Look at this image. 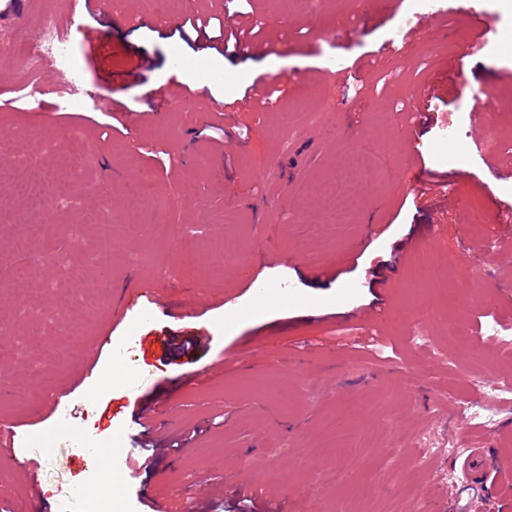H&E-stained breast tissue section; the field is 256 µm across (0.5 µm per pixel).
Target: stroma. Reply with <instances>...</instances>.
<instances>
[{"instance_id": "1", "label": "stroma", "mask_w": 512, "mask_h": 512, "mask_svg": "<svg viewBox=\"0 0 512 512\" xmlns=\"http://www.w3.org/2000/svg\"><path fill=\"white\" fill-rule=\"evenodd\" d=\"M198 12L255 27L263 49L210 46L186 23ZM480 17L512 32V0H465L439 21L415 0L397 13L391 0H194L165 14L146 0H6L0 87L29 80L8 53L17 37L53 24L72 29L83 92L47 68L37 108L0 98V424L14 431L0 508L181 512L191 493L196 512H471L465 426L498 462L491 512H512V392L499 385L512 359L484 327L512 326V224L495 221L512 193L487 166L512 157V55L492 41L463 55ZM410 28L409 50L386 55ZM277 78L268 108L245 104ZM421 90L425 124L411 110ZM456 119L461 140L443 144ZM445 150L467 165L439 164ZM418 169L446 177L447 196L417 194ZM144 182L164 213L142 205ZM329 186L361 196L346 223L330 220ZM216 239L240 252L236 270L209 259ZM426 261L447 277L417 296ZM101 276L112 290L97 297ZM452 321L472 339L449 338ZM156 403L165 437L200 434L156 448L149 472L134 414ZM329 418L354 439L347 456L333 455ZM32 453L33 471L18 462ZM104 467L123 479L117 499L97 482Z\"/></svg>"}]
</instances>
